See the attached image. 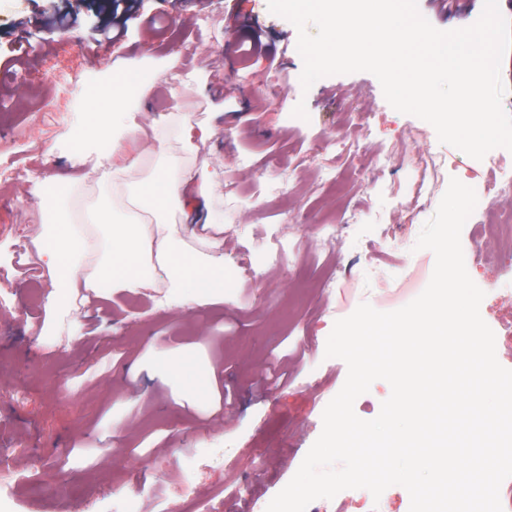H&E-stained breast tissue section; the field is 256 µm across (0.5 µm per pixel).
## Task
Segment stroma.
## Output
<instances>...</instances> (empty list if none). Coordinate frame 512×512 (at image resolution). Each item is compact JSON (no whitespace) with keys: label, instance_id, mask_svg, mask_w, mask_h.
Listing matches in <instances>:
<instances>
[{"label":"stroma","instance_id":"obj_1","mask_svg":"<svg viewBox=\"0 0 512 512\" xmlns=\"http://www.w3.org/2000/svg\"><path fill=\"white\" fill-rule=\"evenodd\" d=\"M67 9L76 23L56 28L53 16ZM109 21L104 0H0V162L28 172L0 184V263L42 221L35 185L70 180L71 217L93 227L95 194L78 180L69 133L75 112L111 96L114 73L156 74L147 107L157 124L191 73L192 116L212 130L196 160L224 166L212 208L233 283L184 307L120 292L80 314L58 310L40 336L27 326L46 317L44 291L23 272L0 280V455L14 475L0 512H83L91 495L107 507L132 495L141 512H196L170 488L210 448L245 461L236 473H209L200 488L208 512H252L254 498L294 476L346 380V363L325 355L335 321L363 302L401 308L431 279V251L390 253L382 239L383 228H420L436 212L415 213L410 168L441 194L450 178L490 172L392 108L370 73L302 89L297 29L268 0H143L117 41L100 36ZM301 101L305 120L292 115ZM343 137L357 150L330 149ZM388 143L394 167L383 173L375 157ZM436 153L447 168H433ZM285 168L283 201L275 187ZM328 168L352 171V183L327 185ZM343 206L358 209L359 226L324 242V220ZM280 237L291 251L269 263ZM473 276L487 313L512 321L506 271L480 262ZM171 359L187 373L166 372ZM273 367L283 377L265 384Z\"/></svg>","mask_w":512,"mask_h":512}]
</instances>
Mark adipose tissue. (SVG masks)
I'll return each instance as SVG.
<instances>
[{
    "label": "adipose tissue",
    "instance_id": "ef3b65f1",
    "mask_svg": "<svg viewBox=\"0 0 512 512\" xmlns=\"http://www.w3.org/2000/svg\"><path fill=\"white\" fill-rule=\"evenodd\" d=\"M149 90L146 84L131 92L117 88L77 117L84 134L77 160L87 166L85 179L104 194L96 209L99 234L61 223L56 190L40 189L44 221L29 239L48 274L50 303L83 291L157 286L190 303L227 279L220 251L224 226L208 208L224 170L196 162L199 144L212 131L192 121L186 95L163 126L145 131ZM186 224L200 225V246L184 240Z\"/></svg>",
    "mask_w": 512,
    "mask_h": 512
}]
</instances>
